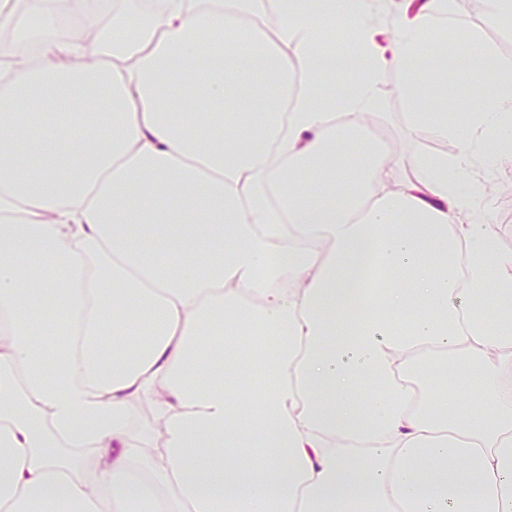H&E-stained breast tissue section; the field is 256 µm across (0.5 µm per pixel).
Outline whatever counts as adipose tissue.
<instances>
[{
	"label": "adipose tissue",
	"mask_w": 512,
	"mask_h": 512,
	"mask_svg": "<svg viewBox=\"0 0 512 512\" xmlns=\"http://www.w3.org/2000/svg\"><path fill=\"white\" fill-rule=\"evenodd\" d=\"M253 4L162 0L130 28L118 0H0L36 47L0 46V512H512V251L476 209L512 153V61L466 125L410 115L495 155L425 154L392 189L341 123L447 40L454 0H398L389 38L381 0H278L272 34ZM66 15L112 23L75 46L49 34ZM335 26L364 62L337 100ZM428 346L468 397L414 401Z\"/></svg>",
	"instance_id": "1"
}]
</instances>
